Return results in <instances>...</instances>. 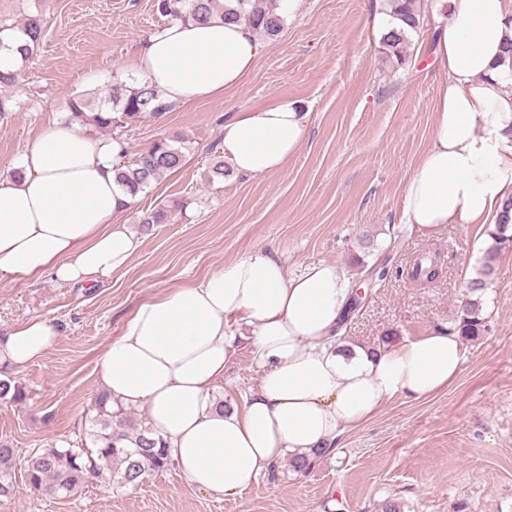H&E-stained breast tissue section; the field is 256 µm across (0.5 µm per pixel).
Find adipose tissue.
<instances>
[{
	"instance_id": "obj_1",
	"label": "adipose tissue",
	"mask_w": 512,
	"mask_h": 512,
	"mask_svg": "<svg viewBox=\"0 0 512 512\" xmlns=\"http://www.w3.org/2000/svg\"><path fill=\"white\" fill-rule=\"evenodd\" d=\"M432 14L444 80L402 222L432 235L451 224L483 231L512 201V0H432ZM259 51L246 23L176 20L147 37L131 67L165 102L184 105L239 86ZM308 127L297 102L244 109L224 120V155L240 175L273 174ZM123 148L54 123L25 147L19 174L0 172V279L98 283L128 266L140 241L117 221L133 203L113 172ZM354 288L336 265L291 272L255 248L137 305L99 361L101 383L113 403L141 413L190 483L236 497L285 458L335 448L387 401L423 399L457 379L465 344L450 329L375 349L346 342ZM244 327L262 376L243 406L224 408L215 391ZM57 336L42 317L16 325L0 340V366L42 360Z\"/></svg>"
}]
</instances>
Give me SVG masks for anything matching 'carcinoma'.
<instances>
[{
    "label": "carcinoma",
    "instance_id": "carcinoma-1",
    "mask_svg": "<svg viewBox=\"0 0 512 512\" xmlns=\"http://www.w3.org/2000/svg\"><path fill=\"white\" fill-rule=\"evenodd\" d=\"M398 26L381 39L385 56L399 65L411 57V35L424 27V16L418 0H388ZM157 11L173 20L205 23L212 20L247 23L255 34L269 40L278 37L284 28L285 15L279 0H156ZM44 21L41 15L28 16L17 31L4 34L0 28V46L5 40L21 38L20 51L30 59L41 43ZM171 105L163 102L159 93L146 81L134 80L112 86L104 96L78 95L69 100L67 121L105 131L122 127L133 121L155 118L168 111ZM186 155L182 147L160 139L141 149L129 161L115 165L117 182L135 196L146 191L164 174L182 168ZM179 203L162 202L140 216L142 224H167ZM490 244L476 277L468 290L474 298L467 301L458 316L455 329L465 341L477 342L487 332L482 311V292L497 279L496 262L502 250L512 246V222L499 220L488 231ZM27 397L22 384L7 376L0 379V402L21 403ZM87 432L90 444L78 447L42 448L23 463L25 484L38 494L66 498L77 494L111 476L123 485L137 487L168 464L165 442L154 436L145 423H137L118 406L112 407L106 392L95 398L94 415ZM16 450L0 441V499L15 494L13 467Z\"/></svg>",
    "mask_w": 512,
    "mask_h": 512
}]
</instances>
